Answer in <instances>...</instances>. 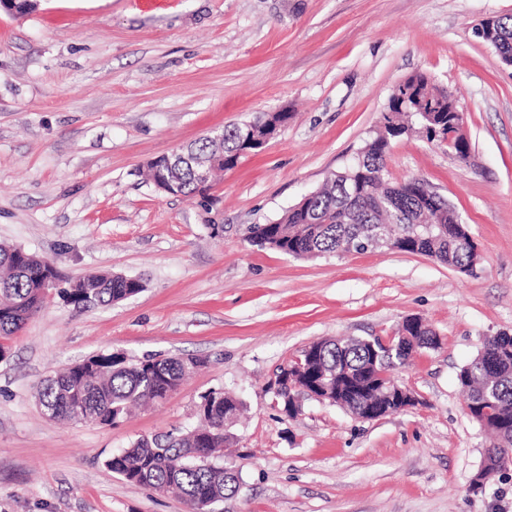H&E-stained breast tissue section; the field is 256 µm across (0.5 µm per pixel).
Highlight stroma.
Masks as SVG:
<instances>
[{"label": "stroma", "mask_w": 512, "mask_h": 512, "mask_svg": "<svg viewBox=\"0 0 512 512\" xmlns=\"http://www.w3.org/2000/svg\"><path fill=\"white\" fill-rule=\"evenodd\" d=\"M512 0H40L0 8V242L76 280H143L90 310L49 293L0 361V512H184L106 465L137 438L184 430L200 397L246 411L224 451L241 470L219 512H512V468L471 492L490 441L457 375L484 337L512 334V65L474 30ZM453 91L467 162L414 133L388 175L422 179L478 243L463 274L387 250L314 260L252 245L351 165L393 87ZM290 118L268 146L192 197L147 163L261 112ZM409 316L441 346L393 372L417 404L378 420L305 397L283 412L281 366L324 338H386ZM99 353L203 359L166 400L118 425L60 423L40 382Z\"/></svg>", "instance_id": "1"}]
</instances>
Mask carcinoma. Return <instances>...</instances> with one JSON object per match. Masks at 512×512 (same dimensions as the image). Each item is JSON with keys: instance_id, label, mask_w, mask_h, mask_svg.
I'll use <instances>...</instances> for the list:
<instances>
[{"instance_id": "1", "label": "carcinoma", "mask_w": 512, "mask_h": 512, "mask_svg": "<svg viewBox=\"0 0 512 512\" xmlns=\"http://www.w3.org/2000/svg\"><path fill=\"white\" fill-rule=\"evenodd\" d=\"M0 6L18 15L37 8L34 0H0ZM475 34L492 47L502 61L512 63V16L483 21ZM459 106L453 94L436 87L424 73L399 82L383 114L384 129L365 143L358 162L331 174L322 188L303 205L289 208L270 224L251 227L250 240L296 258H317L340 251L369 250L371 237L383 231L385 249L425 256L462 273H470L480 260L466 233L454 229L458 212L448 202H424L423 180L411 178L393 182L386 177L388 140L411 131L404 118L414 116L427 128V140L444 145L457 159L469 158L470 146L454 124ZM244 123L224 126V139L204 137L179 150L180 195L188 197L207 189L199 181L192 160L211 162L224 157L213 168L223 170L235 164L250 149ZM270 129L257 122L250 137L258 141ZM59 279L48 260L22 248L0 244V340L24 330L42 309L46 287ZM143 283L121 274H95L66 283L59 298L76 309L108 306L133 297ZM411 340L394 337L418 353L436 349L440 339L433 330L406 329ZM369 344L364 339L320 340L310 349L314 361L301 355L308 377L307 387L336 391V372L350 374L354 387L341 408L355 417H365L386 402L393 368L386 356L367 360ZM196 357L147 356L129 359L120 354H97L58 371L43 380L35 398L41 408L52 410L51 419L66 422L119 423L130 409L146 400H164L175 392L193 366ZM467 393L468 416L488 432L494 442L487 449L490 464L487 477L512 467V335L500 333L485 339L480 351L457 375ZM278 404L289 412L288 395H298L289 387L286 371H281ZM244 404L237 398L211 390L200 396L198 423L177 433L136 439L113 455L106 465L125 481L157 491H176L185 512H216L224 497L238 492L241 471L223 463L224 446L234 439V428Z\"/></svg>"}]
</instances>
